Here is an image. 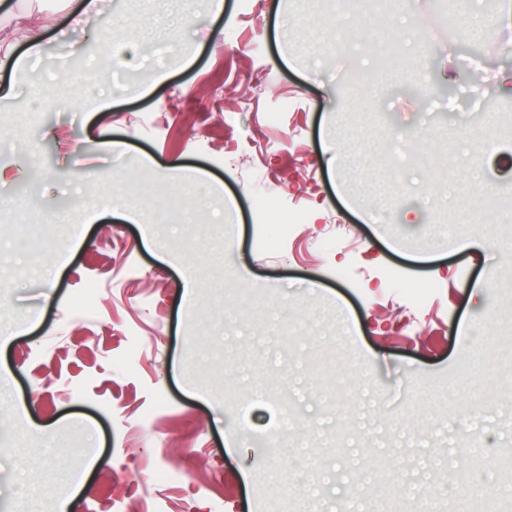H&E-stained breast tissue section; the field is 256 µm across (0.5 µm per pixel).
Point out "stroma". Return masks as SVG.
Masks as SVG:
<instances>
[{"label":"stroma","mask_w":512,"mask_h":512,"mask_svg":"<svg viewBox=\"0 0 512 512\" xmlns=\"http://www.w3.org/2000/svg\"><path fill=\"white\" fill-rule=\"evenodd\" d=\"M81 2L0 0V512H478L512 0L492 69L430 0Z\"/></svg>","instance_id":"obj_1"}]
</instances>
